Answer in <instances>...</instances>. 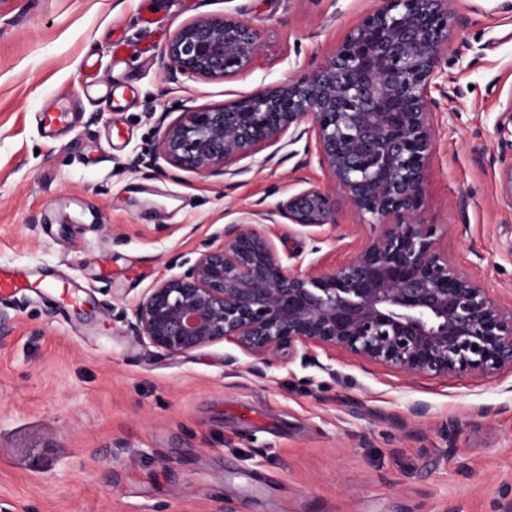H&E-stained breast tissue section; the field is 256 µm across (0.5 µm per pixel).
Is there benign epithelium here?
I'll use <instances>...</instances> for the list:
<instances>
[{
	"instance_id": "7a95c632",
	"label": "benign epithelium",
	"mask_w": 512,
	"mask_h": 512,
	"mask_svg": "<svg viewBox=\"0 0 512 512\" xmlns=\"http://www.w3.org/2000/svg\"><path fill=\"white\" fill-rule=\"evenodd\" d=\"M314 69L213 107L159 120L157 157L229 179L233 164L314 141L329 185L302 189L246 221L216 230L182 273L163 277L133 309L139 341L179 357L224 341L265 370L298 355L342 351L409 376L512 373V303L496 298L437 246L419 221L435 149L437 90L448 96V56L459 0H379ZM257 30L238 14L202 15L167 43L163 68L204 80L250 70ZM512 149V97L496 124ZM512 206V155L501 158ZM378 233L346 261L285 265L257 221L315 228L337 223V196Z\"/></svg>"
}]
</instances>
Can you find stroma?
<instances>
[{"label":"stroma","mask_w":512,"mask_h":512,"mask_svg":"<svg viewBox=\"0 0 512 512\" xmlns=\"http://www.w3.org/2000/svg\"><path fill=\"white\" fill-rule=\"evenodd\" d=\"M473 0L453 37L448 95L420 218L449 259L512 298V207L495 124L512 93V13ZM377 0H0V266L60 265L86 282V319L58 289L0 301V512H512V374L410 377L346 353L266 376L220 342L170 357L132 309L194 260L217 227L328 178L304 143L215 178L150 165L162 113L218 105L327 59ZM244 8L253 68L224 81L168 75L164 48L205 14ZM130 50L113 65L111 46ZM135 89L119 109L87 77ZM79 114L54 141L35 115ZM285 264L350 258L375 226L272 225ZM427 408L413 416L412 405Z\"/></svg>","instance_id":"stroma-1"}]
</instances>
